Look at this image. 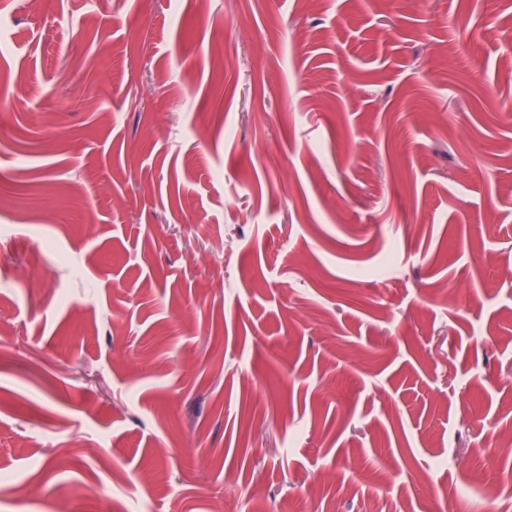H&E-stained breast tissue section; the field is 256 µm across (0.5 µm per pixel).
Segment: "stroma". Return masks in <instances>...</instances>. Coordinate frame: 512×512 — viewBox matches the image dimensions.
I'll return each mask as SVG.
<instances>
[{
    "instance_id": "stroma-1",
    "label": "stroma",
    "mask_w": 512,
    "mask_h": 512,
    "mask_svg": "<svg viewBox=\"0 0 512 512\" xmlns=\"http://www.w3.org/2000/svg\"><path fill=\"white\" fill-rule=\"evenodd\" d=\"M509 26L0 0V512H489Z\"/></svg>"
}]
</instances>
